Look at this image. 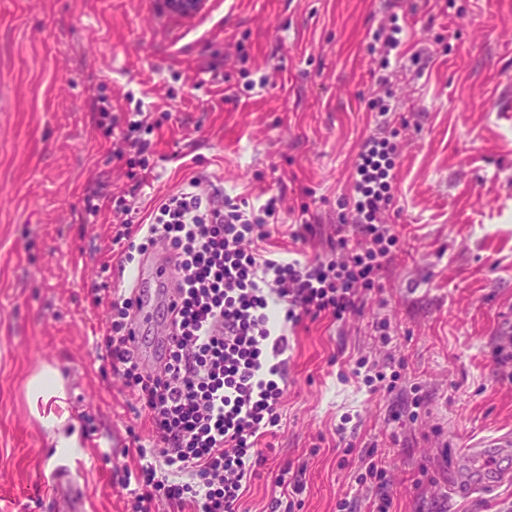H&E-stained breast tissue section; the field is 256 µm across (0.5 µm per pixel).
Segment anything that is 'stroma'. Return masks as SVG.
<instances>
[{"label":"stroma","instance_id":"stroma-1","mask_svg":"<svg viewBox=\"0 0 512 512\" xmlns=\"http://www.w3.org/2000/svg\"><path fill=\"white\" fill-rule=\"evenodd\" d=\"M396 24L402 42L385 50ZM372 102L400 130L386 216L400 252L360 316L291 336L282 427L243 510L270 512L290 460L304 467L294 512H376L378 484L360 480L373 446L391 512H512V481L448 491L470 470L462 449L512 436V382L491 356L512 347V0H205L190 16L163 0H0V512H54L62 461L86 512H134L123 477L148 424L106 357L110 301L95 295L131 275L111 258L110 200L85 214L89 187L132 180L98 107L141 113L154 150L142 204L193 177L256 205L284 192L270 239L284 252L297 211L332 224L353 195ZM361 358L399 373L396 388L355 377ZM46 365L77 447H58L29 400ZM415 385L417 420L392 421Z\"/></svg>","mask_w":512,"mask_h":512}]
</instances>
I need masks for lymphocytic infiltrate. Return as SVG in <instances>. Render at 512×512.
<instances>
[{"instance_id": "1", "label": "lymphocytic infiltrate", "mask_w": 512, "mask_h": 512, "mask_svg": "<svg viewBox=\"0 0 512 512\" xmlns=\"http://www.w3.org/2000/svg\"><path fill=\"white\" fill-rule=\"evenodd\" d=\"M387 118L362 142L355 195L322 233L298 215L293 238L325 237L328 251L296 258L270 250L282 196L251 206L206 193L190 179L134 222L136 189L114 199L112 242L120 267L157 242L179 254L169 307L175 334L150 369L134 353L133 298L114 291L103 343L114 373L132 387L155 451L134 474L137 512L165 495L177 512H240L266 465L281 421L289 334L305 322L345 323L380 294L399 237L384 220L394 205V156Z\"/></svg>"}]
</instances>
